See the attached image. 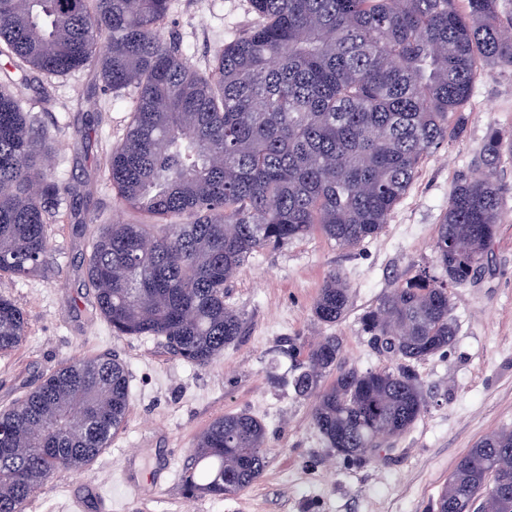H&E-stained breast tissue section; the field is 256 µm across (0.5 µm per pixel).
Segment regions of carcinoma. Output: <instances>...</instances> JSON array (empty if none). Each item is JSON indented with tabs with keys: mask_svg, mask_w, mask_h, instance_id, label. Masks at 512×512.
I'll use <instances>...</instances> for the list:
<instances>
[{
	"mask_svg": "<svg viewBox=\"0 0 512 512\" xmlns=\"http://www.w3.org/2000/svg\"><path fill=\"white\" fill-rule=\"evenodd\" d=\"M255 22L192 68L162 25L169 0H0V55L17 71L63 76L93 65L107 91H136L126 134L105 171L126 206L152 224L105 225L86 275L98 315L119 336H156L206 368L244 332L224 288L249 258L315 231L342 248L376 237L424 158L467 122L477 76L512 71V10L501 0H250ZM0 78V276L41 268L48 224L71 194L46 161L28 101ZM512 139L492 128L438 225L439 273L422 270L367 310L362 330L398 361L383 371L336 369L341 343L310 347L292 386L315 397L312 423L350 461L406 433L426 408L412 363L456 336L449 289L471 279L493 245ZM186 216L185 223L166 222ZM350 292L331 273L314 305L335 324ZM23 311L0 297V354L27 335ZM336 377L318 390V378ZM129 374L116 357L80 359L0 412V512L23 506L54 474L95 460L124 426ZM266 429L227 413L198 436L181 474L189 495L254 485ZM512 431L480 439L448 476L432 512H512Z\"/></svg>",
	"mask_w": 512,
	"mask_h": 512,
	"instance_id": "obj_1",
	"label": "carcinoma"
}]
</instances>
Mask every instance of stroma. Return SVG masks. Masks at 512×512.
Segmentation results:
<instances>
[{"label":"stroma","mask_w":512,"mask_h":512,"mask_svg":"<svg viewBox=\"0 0 512 512\" xmlns=\"http://www.w3.org/2000/svg\"><path fill=\"white\" fill-rule=\"evenodd\" d=\"M254 20L248 0H170L162 28L185 60L203 71ZM27 96L35 128L45 130L51 173L82 195L85 225H52L48 265L33 276L0 279V296L26 314L22 344L0 356V409L70 362L96 355L128 367L130 411L123 428L90 465L62 471L30 499L25 512H70L69 494L85 512H429V506L469 448L482 437L512 430V162L499 168L507 190L488 265L480 278L451 289L457 327L444 354L415 363L426 396L425 412L410 431L390 439L364 462L328 448L314 427L313 397L289 386V345L308 348L326 336L342 342L339 364L362 371L395 368L374 346L361 317L398 282L432 265L433 242L457 179L473 172L489 128L512 138V73L481 72L467 107L464 131L428 155L407 194L381 232L345 249L313 234L256 252L224 290L245 322L243 336L200 370L174 356L163 339L116 336L93 309L85 273L89 238L103 225L139 221L107 181L103 159L123 137L134 94L103 90L92 68L52 78L53 100L42 105L31 73ZM85 130L72 143L73 128ZM341 272L351 305L342 320L319 323L314 303L330 272ZM247 412L266 426L269 462L260 481L233 496L188 495L181 471L196 437L217 416ZM169 468L157 490H124L125 462Z\"/></svg>","instance_id":"35a3bbf8"}]
</instances>
